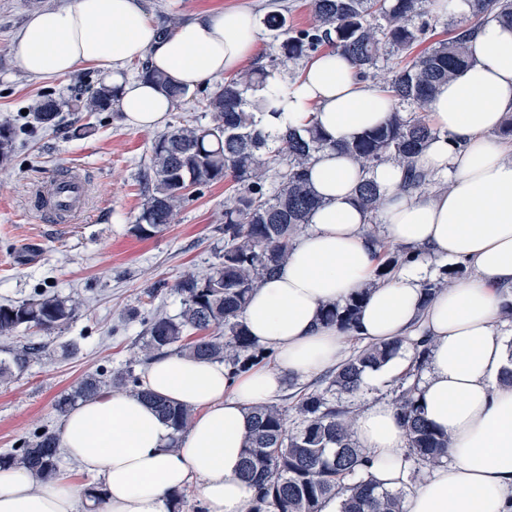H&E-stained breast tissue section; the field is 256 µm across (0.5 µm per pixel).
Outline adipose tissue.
Listing matches in <instances>:
<instances>
[{"mask_svg":"<svg viewBox=\"0 0 512 512\" xmlns=\"http://www.w3.org/2000/svg\"><path fill=\"white\" fill-rule=\"evenodd\" d=\"M257 37V18L245 7L201 12L163 37L143 0H73L35 10L16 35L29 76L104 70L120 89L127 124L143 129L163 127L174 103L150 82L123 76L127 64L147 62L192 89L240 70L254 57ZM468 48L469 66L430 104L436 135L416 158L432 187L403 189L404 170L393 162L366 173L341 151L316 154L309 179L322 204L243 312L273 365L232 379L222 363L187 355L149 361L144 388L194 411L174 450L170 428L125 392L103 394L65 415L60 446L80 473L100 479L103 512H169L174 496L191 487L206 512H246L254 490L239 468L249 407L275 398L284 377L340 362L345 335L324 324L321 311L374 277L370 216L356 197L367 177L383 191L378 217L385 236L414 257L370 290L354 333L370 343L429 338L415 401L450 439L447 462L413 479L394 404L370 402L353 420L368 473L384 487L405 488L404 512H512V385L498 381L512 358L501 332L502 306L512 302V138L500 135L512 121V26L490 20L469 37ZM279 96V115L261 118L265 130L314 123L336 142L382 125L393 107L331 49L281 85ZM431 256L460 262L471 274L428 301L422 285ZM81 502L79 487L65 479L37 484L24 470L0 471V512H80Z\"/></svg>","mask_w":512,"mask_h":512,"instance_id":"obj_1","label":"adipose tissue"}]
</instances>
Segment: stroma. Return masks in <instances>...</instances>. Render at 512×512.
<instances>
[{
    "label": "stroma",
    "instance_id": "obj_1",
    "mask_svg": "<svg viewBox=\"0 0 512 512\" xmlns=\"http://www.w3.org/2000/svg\"><path fill=\"white\" fill-rule=\"evenodd\" d=\"M70 0H0V120L18 130L15 157L0 170V304L37 294H57L81 303L60 336L36 330L25 339L41 344L30 367L0 382V452L35 432H58L56 399L88 375L111 377L133 366L145 332L144 318L180 310L174 286L189 272L203 274L224 250V197L218 181L192 189L161 233L140 238L129 228L146 198L144 172L157 133L125 123L119 106L93 114L76 112L75 94H90L104 76L80 67L66 76L34 79L17 60L15 36L34 7L56 8ZM268 0H146L157 25L214 6L247 7L265 16ZM61 102L55 125L35 127L31 109L45 98ZM89 125L79 138L72 130ZM71 172L88 184L86 209L70 220L39 211L33 188ZM75 350L62 355L61 341Z\"/></svg>",
    "mask_w": 512,
    "mask_h": 512
}]
</instances>
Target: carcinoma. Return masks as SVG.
Segmentation results:
<instances>
[{"mask_svg": "<svg viewBox=\"0 0 512 512\" xmlns=\"http://www.w3.org/2000/svg\"><path fill=\"white\" fill-rule=\"evenodd\" d=\"M310 7L314 24L290 35L277 0H271L264 24L275 32L278 44L268 61L216 84L199 100L211 123L185 120L152 145L146 173L148 195L136 223L130 226L134 235L149 237L174 223L192 188L227 180L233 190L224 198L220 262L208 273L189 274L179 281L176 291L182 296L181 310L174 316L150 318L146 340L139 347L141 362L163 353H189L224 363L232 379L247 366L269 358L249 334L242 312L254 289L287 257L294 236L320 205L308 180L314 155L338 146L328 143L314 125L303 134L290 128L273 135L260 127L256 113H276L272 87L281 70L325 44L347 56L363 80L370 77L380 58L401 57L403 65L380 84L398 103L390 119L338 147L366 172L393 161L405 170L403 188H421L430 179L416 168L415 157L434 134L426 112L437 88L470 62L463 33L490 18L512 26V0H473V25L457 28L452 36L413 57L412 50L429 30L424 20L427 0H310ZM139 76L176 102L189 95L144 63ZM115 98L117 88L102 83L81 101L80 111L105 112ZM405 104L414 106L416 112H405L401 109ZM59 109L56 101L43 100L33 109L34 123L54 124ZM16 140L10 121L0 122V168L11 164ZM357 200L369 214L377 213L380 187L363 179ZM363 301L360 292L343 309H327L323 320L348 331ZM79 307L76 300L55 296L0 304V337L12 339L22 328L59 332L75 319ZM405 346L413 352L412 368L403 378L406 382L425 367L429 340L424 336L361 347L326 370L316 380L318 387L300 395L289 409L276 402L251 407L239 471L255 490L248 512H321L331 500L339 502V512H403L402 496L379 488L364 472L367 459L352 431L355 410L336 402V396L356 393L366 369L382 366ZM38 353L39 346L33 343L14 344L9 357L0 359V381L23 372ZM112 385L127 388L153 406L173 430L170 447H177L190 411L144 389L132 368L109 382L95 375L86 377L73 391L58 397L56 411L66 413L77 401L94 399ZM415 389L414 383L401 384L394 398L406 430V460L434 467L448 457V436L421 416L413 397ZM290 410L298 420L293 429L288 426ZM60 461L58 437L44 431L23 447L1 453L0 469H25L47 481L60 473ZM352 477L356 481L346 482Z\"/></svg>", "mask_w": 512, "mask_h": 512, "instance_id": "obj_1", "label": "carcinoma"}]
</instances>
